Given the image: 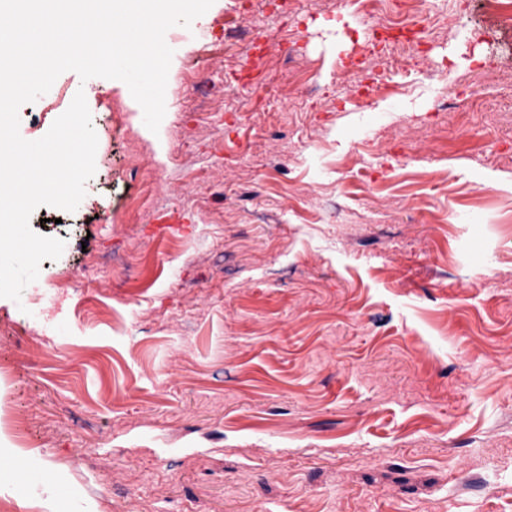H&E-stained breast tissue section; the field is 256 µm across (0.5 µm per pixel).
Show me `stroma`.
I'll return each instance as SVG.
<instances>
[{
	"label": "stroma",
	"instance_id": "35a3bbf8",
	"mask_svg": "<svg viewBox=\"0 0 512 512\" xmlns=\"http://www.w3.org/2000/svg\"><path fill=\"white\" fill-rule=\"evenodd\" d=\"M247 6L170 41L158 132L122 81H55L85 93L95 172L75 211L32 213L63 253L0 298V438L50 483L0 475V512H512V84L482 69L512 67V29L428 0L423 53L468 83L443 121L401 73L393 97L335 80L387 21L352 0L251 8L296 65L203 55ZM230 62L201 117L195 77Z\"/></svg>",
	"mask_w": 512,
	"mask_h": 512
}]
</instances>
